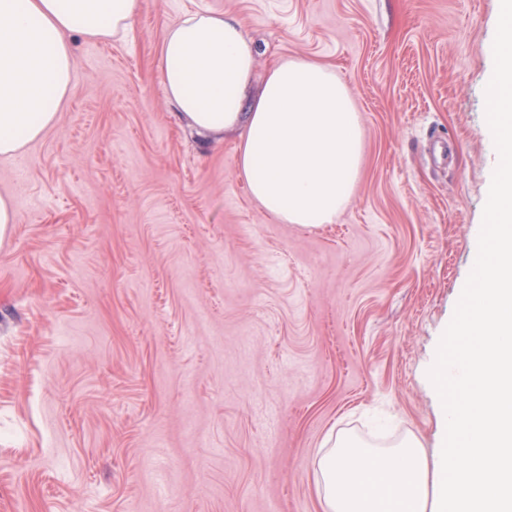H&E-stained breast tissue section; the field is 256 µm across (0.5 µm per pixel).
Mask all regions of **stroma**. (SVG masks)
<instances>
[{
    "label": "stroma",
    "mask_w": 512,
    "mask_h": 512,
    "mask_svg": "<svg viewBox=\"0 0 512 512\" xmlns=\"http://www.w3.org/2000/svg\"><path fill=\"white\" fill-rule=\"evenodd\" d=\"M500 0H143L73 36L70 96L0 157V512H322L329 435L426 453L428 377L478 251ZM238 19L258 72L335 69L362 117L335 223L279 224L237 134L191 133L159 44L188 11Z\"/></svg>",
    "instance_id": "obj_1"
}]
</instances>
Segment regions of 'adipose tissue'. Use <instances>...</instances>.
Returning <instances> with one entry per match:
<instances>
[{"instance_id": "ef3b65f1", "label": "adipose tissue", "mask_w": 512, "mask_h": 512, "mask_svg": "<svg viewBox=\"0 0 512 512\" xmlns=\"http://www.w3.org/2000/svg\"><path fill=\"white\" fill-rule=\"evenodd\" d=\"M141 9L142 0H0V157L56 121L72 83L71 36L111 40ZM159 54L166 99L190 126L242 127L238 173L267 215L304 228L334 223L360 176L363 128L332 67L281 59L252 91L255 48L217 11L172 21Z\"/></svg>"}]
</instances>
